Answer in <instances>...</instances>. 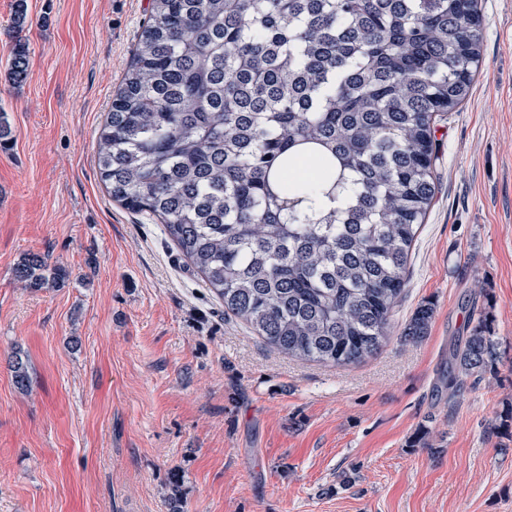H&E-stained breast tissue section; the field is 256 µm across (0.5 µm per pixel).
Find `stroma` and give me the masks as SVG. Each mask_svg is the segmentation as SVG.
Masks as SVG:
<instances>
[{
  "instance_id": "35a3bbf8",
  "label": "stroma",
  "mask_w": 512,
  "mask_h": 512,
  "mask_svg": "<svg viewBox=\"0 0 512 512\" xmlns=\"http://www.w3.org/2000/svg\"><path fill=\"white\" fill-rule=\"evenodd\" d=\"M14 4L0 0V512H169L173 496L183 512H512V0H479L482 60L435 124L436 195L390 338L342 368L226 316L163 226L102 183L97 137L148 0H27L18 84ZM29 253L64 286L21 287ZM423 302L427 335L403 341ZM477 306L497 358L453 402L442 371ZM28 26L27 1L16 0L15 4V27L17 30V39L12 51V57L9 63V77L12 81L22 82L28 72V50L25 41H22L20 34Z\"/></svg>"
}]
</instances>
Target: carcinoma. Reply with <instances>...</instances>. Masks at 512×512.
Masks as SVG:
<instances>
[{
	"instance_id": "obj_1",
	"label": "carcinoma",
	"mask_w": 512,
	"mask_h": 512,
	"mask_svg": "<svg viewBox=\"0 0 512 512\" xmlns=\"http://www.w3.org/2000/svg\"><path fill=\"white\" fill-rule=\"evenodd\" d=\"M481 23L478 0H151L100 132V179L268 347L358 364L390 337L436 192L435 119L469 95ZM28 65L18 38L10 79ZM13 275L66 279L38 253ZM433 313L420 304L402 338L426 336ZM495 357L485 313L451 353L448 390ZM12 369L27 389V364Z\"/></svg>"
}]
</instances>
